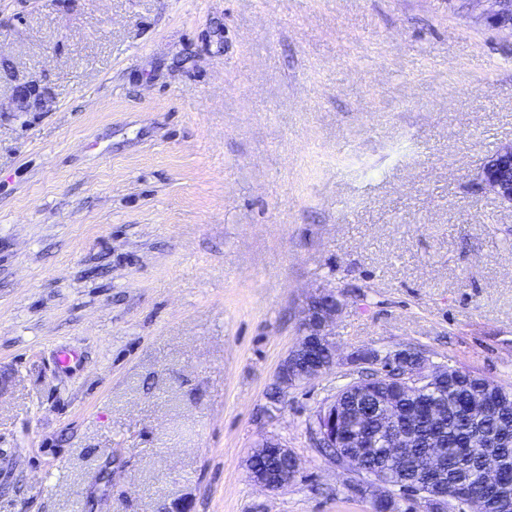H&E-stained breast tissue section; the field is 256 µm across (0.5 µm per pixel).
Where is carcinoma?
Segmentation results:
<instances>
[{
    "mask_svg": "<svg viewBox=\"0 0 512 512\" xmlns=\"http://www.w3.org/2000/svg\"><path fill=\"white\" fill-rule=\"evenodd\" d=\"M481 397L487 414L464 415L465 407ZM393 410V425L409 429L415 445L393 453V433L386 423ZM341 418L336 448L322 453L354 458L365 472L396 491L415 481L427 464L429 443L439 445V466L426 475L436 492L451 493L459 483L481 512H512V390L459 369L448 377L405 388L377 371L368 379L346 385L336 394ZM493 465L498 479L484 482V468Z\"/></svg>",
    "mask_w": 512,
    "mask_h": 512,
    "instance_id": "1",
    "label": "carcinoma"
}]
</instances>
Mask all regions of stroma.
I'll return each instance as SVG.
<instances>
[{
    "mask_svg": "<svg viewBox=\"0 0 512 512\" xmlns=\"http://www.w3.org/2000/svg\"><path fill=\"white\" fill-rule=\"evenodd\" d=\"M510 141L475 0H0V512H374L312 435L361 354L512 388ZM324 290L336 363L272 402ZM482 183L503 205L512 206V142L500 146L485 161ZM264 448H277L282 456L290 459L288 468L276 476H272L262 471H257L256 469H249L254 481L257 484L269 491H274L282 488L290 479L295 476V474L298 472V461L293 452L290 449L285 448L280 443V441L274 437L266 438L260 444H258L252 451L250 458Z\"/></svg>",
    "mask_w": 512,
    "mask_h": 512,
    "instance_id": "obj_1",
    "label": "stroma"
}]
</instances>
